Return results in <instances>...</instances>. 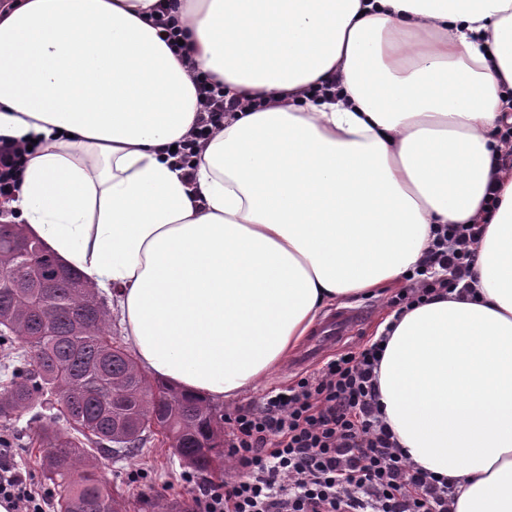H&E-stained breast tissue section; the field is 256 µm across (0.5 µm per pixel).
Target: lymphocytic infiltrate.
<instances>
[{
    "label": "lymphocytic infiltrate",
    "instance_id": "obj_1",
    "mask_svg": "<svg viewBox=\"0 0 512 512\" xmlns=\"http://www.w3.org/2000/svg\"><path fill=\"white\" fill-rule=\"evenodd\" d=\"M199 110L170 157L186 185L225 121L270 107L267 99L225 91L197 76ZM28 138L0 137V223L13 217ZM424 262L390 306L403 315L472 275L477 224H439ZM384 348L375 339L336 355L288 387L225 417V456L238 475L221 484L197 483L203 512H451L454 490L408 461L383 421L378 369ZM0 502L11 512H49L8 443L0 442Z\"/></svg>",
    "mask_w": 512,
    "mask_h": 512
}]
</instances>
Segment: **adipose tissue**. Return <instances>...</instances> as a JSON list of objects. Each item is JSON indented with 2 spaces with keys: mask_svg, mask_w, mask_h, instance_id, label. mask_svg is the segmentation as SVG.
<instances>
[{
  "mask_svg": "<svg viewBox=\"0 0 512 512\" xmlns=\"http://www.w3.org/2000/svg\"><path fill=\"white\" fill-rule=\"evenodd\" d=\"M156 0H20L0 19V136H45L12 203L28 234L116 292L154 378L221 401L286 361L320 310L403 281L433 227L498 206L472 292L405 313L380 363L386 423L456 484L453 512H512V0H177L198 72L273 96L238 113L189 190L165 154L195 75ZM332 81L335 98H310ZM159 1L151 15V20L154 26L163 34V38H161L168 43L171 41V44L169 43L170 47H176L173 51L180 55L185 69L188 72L195 73L197 65L194 54L176 42L179 30V17L175 14L176 7L169 0ZM499 143L496 154L492 156V166L499 171L512 168V125L506 126L499 133Z\"/></svg>",
  "mask_w": 512,
  "mask_h": 512,
  "instance_id": "obj_1",
  "label": "adipose tissue"
}]
</instances>
